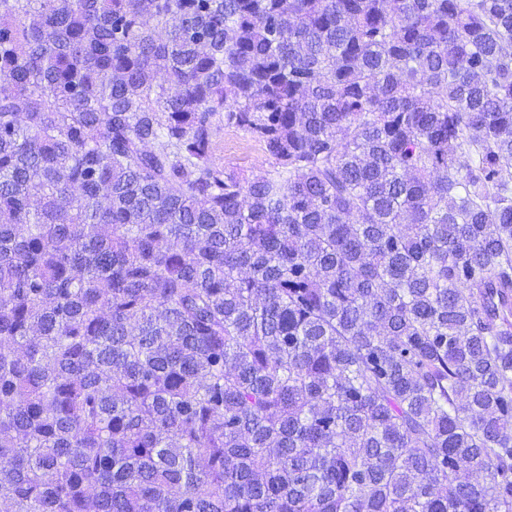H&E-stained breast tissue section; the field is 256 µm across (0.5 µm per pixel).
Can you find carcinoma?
<instances>
[{
  "label": "carcinoma",
  "instance_id": "carcinoma-1",
  "mask_svg": "<svg viewBox=\"0 0 512 512\" xmlns=\"http://www.w3.org/2000/svg\"><path fill=\"white\" fill-rule=\"evenodd\" d=\"M0 512H512V0H0ZM216 160L246 177L271 169L263 143L234 127L222 128L216 137Z\"/></svg>",
  "mask_w": 512,
  "mask_h": 512
}]
</instances>
